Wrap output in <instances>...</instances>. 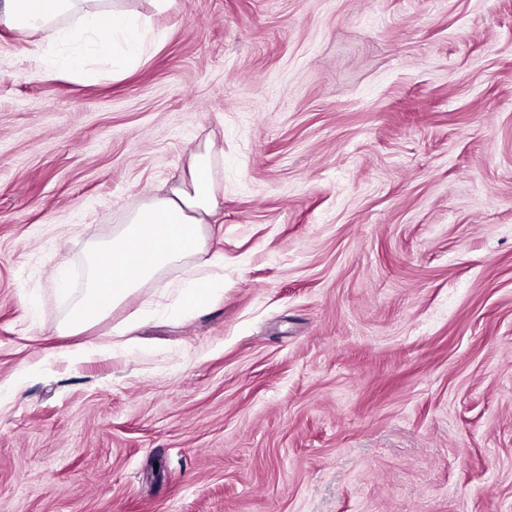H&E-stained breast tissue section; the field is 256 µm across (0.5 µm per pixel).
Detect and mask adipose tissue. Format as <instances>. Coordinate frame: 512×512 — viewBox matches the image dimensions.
Wrapping results in <instances>:
<instances>
[{"mask_svg":"<svg viewBox=\"0 0 512 512\" xmlns=\"http://www.w3.org/2000/svg\"><path fill=\"white\" fill-rule=\"evenodd\" d=\"M63 18L73 19V26L59 28ZM1 26L21 32L36 44L48 32H56L61 48L53 65L47 66V75L70 73L85 83L98 78L88 63L89 53L112 50L111 45L94 41L99 28H108L126 43L116 64L120 72L139 64L147 41L140 16L105 5L104 0H0ZM213 157L209 145L193 152L187 176L130 217L120 232L121 244L92 245L87 286L65 322L71 334L106 317L167 267L205 251L206 218L224 201L212 175Z\"/></svg>","mask_w":512,"mask_h":512,"instance_id":"ef3b65f1","label":"adipose tissue"}]
</instances>
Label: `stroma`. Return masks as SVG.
I'll return each mask as SVG.
<instances>
[{
  "label": "stroma",
  "mask_w": 512,
  "mask_h": 512,
  "mask_svg": "<svg viewBox=\"0 0 512 512\" xmlns=\"http://www.w3.org/2000/svg\"><path fill=\"white\" fill-rule=\"evenodd\" d=\"M120 5L92 85L0 28V512H512V0ZM209 140L205 253L65 335Z\"/></svg>",
  "instance_id": "obj_1"
}]
</instances>
